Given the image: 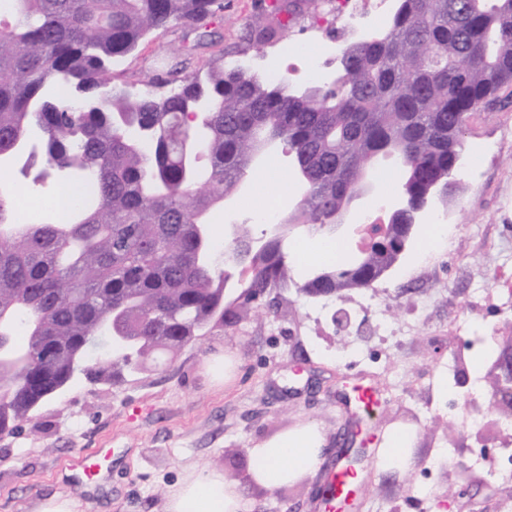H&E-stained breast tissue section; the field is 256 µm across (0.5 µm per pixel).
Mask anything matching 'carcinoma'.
Returning a JSON list of instances; mask_svg holds the SVG:
<instances>
[{"mask_svg":"<svg viewBox=\"0 0 512 512\" xmlns=\"http://www.w3.org/2000/svg\"><path fill=\"white\" fill-rule=\"evenodd\" d=\"M0 11V159L22 155L40 134V161L80 171L92 190L68 222L20 223L17 194L0 189V335L24 329L30 363L1 378L0 434L10 433L75 370L110 382L177 354L210 327L294 283L283 239L249 250L242 224L233 247L246 266L233 299L224 260L197 225L235 195L261 145L294 149L308 194L289 222L325 234L375 163L393 157L404 207L390 217L386 252L365 250L311 270L301 287L339 293L367 288L403 253L399 226L422 203L453 190L455 158L472 114L512 84V0H396L390 27L352 41L336 78L292 88L239 67L210 66L168 94L110 85L112 67L159 29L191 26L224 0H4ZM254 18L247 44L279 39ZM209 100L196 140L186 124ZM108 333L133 339L128 357L97 358Z\"/></svg>","mask_w":512,"mask_h":512,"instance_id":"1","label":"carcinoma"}]
</instances>
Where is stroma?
Segmentation results:
<instances>
[{"mask_svg":"<svg viewBox=\"0 0 512 512\" xmlns=\"http://www.w3.org/2000/svg\"><path fill=\"white\" fill-rule=\"evenodd\" d=\"M258 0H224L197 30L173 27L150 36L112 68L117 87L140 90L165 77L166 62L187 57L191 70L208 61L227 68L247 60L264 76L277 68L284 43H319L322 0H303L280 43L241 44ZM457 184L446 206L445 242H429L417 226L397 267L373 287L330 298L299 294L317 258L295 270V283L275 290L282 316L250 312L216 326L177 357L112 383L78 376L44 400L13 434L0 435V512H32L36 502L79 492L81 512H165L186 465L216 466L245 486L244 512H317L324 470L302 472L269 492L250 483V451L279 435L314 426L324 447L349 432L341 398L356 382L374 386L379 404L359 435L368 450L411 429L413 465L396 473L360 466L359 512H467L452 476L436 466L445 449L471 456L481 444L464 404L493 358H469L452 323L466 319L494 349L512 342V85L497 104L468 123ZM351 319L337 329L332 317ZM447 380V394L438 383ZM113 449L109 476L90 485L68 459ZM474 469L473 499L481 512L512 506V475L483 486Z\"/></svg>","mask_w":512,"mask_h":512,"instance_id":"obj_1","label":"stroma"}]
</instances>
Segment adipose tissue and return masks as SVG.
<instances>
[{
    "label": "adipose tissue",
    "mask_w": 512,
    "mask_h": 512,
    "mask_svg": "<svg viewBox=\"0 0 512 512\" xmlns=\"http://www.w3.org/2000/svg\"><path fill=\"white\" fill-rule=\"evenodd\" d=\"M322 440L307 426L251 449V479L274 491L298 472L319 461ZM245 488L224 471L210 466L186 470L168 497L166 512H243Z\"/></svg>",
    "instance_id": "ef3b65f1"
}]
</instances>
